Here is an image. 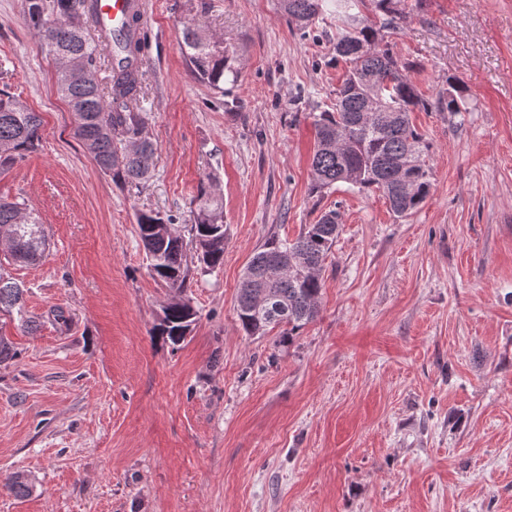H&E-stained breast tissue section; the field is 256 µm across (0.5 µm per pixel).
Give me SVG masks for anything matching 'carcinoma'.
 Masks as SVG:
<instances>
[{
	"instance_id": "obj_1",
	"label": "carcinoma",
	"mask_w": 512,
	"mask_h": 512,
	"mask_svg": "<svg viewBox=\"0 0 512 512\" xmlns=\"http://www.w3.org/2000/svg\"><path fill=\"white\" fill-rule=\"evenodd\" d=\"M336 13V60L347 70L336 85L331 111L315 116L311 190L321 193L338 183L360 192L378 191L392 213L406 217L424 203L431 188L427 164L429 145L410 121V113L428 107V100L405 76L402 62L384 31L405 18L404 0H372L380 16L375 23L363 13L366 0H281L283 9L308 27L324 19L327 2ZM27 21L41 41L55 45L58 61L56 91L74 119V135L100 171L117 184L147 183L154 171L156 147L144 135L145 116L131 108L142 89L138 61L140 41L134 30L138 16L122 32L95 29L91 0H28ZM187 63L193 75L215 88L224 76H236L233 58L218 51L205 36L198 19L183 31ZM107 73V90L99 79L89 83L84 73ZM466 89L448 82L439 96L448 112L467 111ZM374 119L367 120L368 109ZM42 119L8 92L0 91V170L35 152L41 141ZM193 222L183 236L173 220L158 212L137 214V234L155 277L176 297L162 309L159 334L174 347L183 342L197 320V311L183 297L192 274L188 252L207 270L224 264V212L211 191L200 186L194 199ZM336 212L307 224L294 239L268 238L247 264L236 296L235 311L249 336L263 335L271 325L285 323L281 342L312 322L319 309V271L339 234ZM0 252L11 262L33 265L49 248L38 217L25 202L0 197ZM24 289L0 274V313L29 327Z\"/></svg>"
}]
</instances>
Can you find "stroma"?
I'll return each instance as SVG.
<instances>
[{
	"label": "stroma",
	"instance_id": "obj_1",
	"mask_svg": "<svg viewBox=\"0 0 512 512\" xmlns=\"http://www.w3.org/2000/svg\"><path fill=\"white\" fill-rule=\"evenodd\" d=\"M206 2L237 79L219 91L188 68L196 0H147L133 106L157 152L135 187L74 137L27 0H0V87L43 122L0 195L24 197L49 237L40 263L0 265L37 321L0 319L17 351L0 363V512H512V0H406L390 40L430 103L411 118L432 186L404 218L375 191L311 190L313 117L345 71L335 20ZM452 81L469 94L457 116L436 105ZM208 182L224 264L194 271L197 320L175 349L154 333L173 293L136 215L185 227ZM330 210L341 231L315 320L288 345L279 326L245 335L251 256ZM16 474L30 496L8 489Z\"/></svg>",
	"mask_w": 512,
	"mask_h": 512
}]
</instances>
